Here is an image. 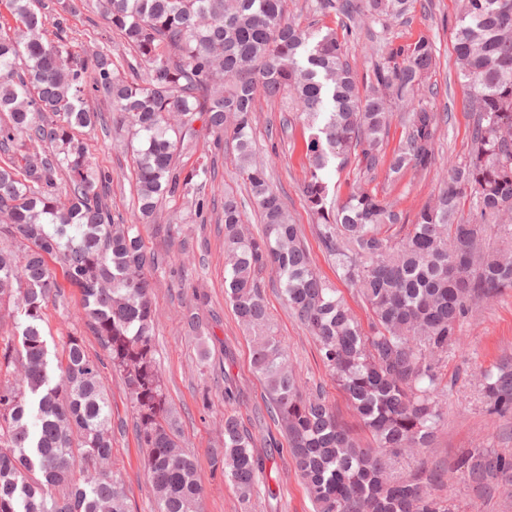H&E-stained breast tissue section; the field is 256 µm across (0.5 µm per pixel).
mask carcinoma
<instances>
[{
    "label": "carcinoma",
    "instance_id": "1",
    "mask_svg": "<svg viewBox=\"0 0 512 512\" xmlns=\"http://www.w3.org/2000/svg\"><path fill=\"white\" fill-rule=\"evenodd\" d=\"M101 15L133 51L129 73L104 50L80 55L68 44L70 17L84 0L43 5L56 40L44 37L34 0H0V304L17 300L21 345L0 348V512H126L121 477L109 470L112 412L100 366L83 337L68 335L52 374L41 325L61 292L49 261L80 290L81 321L96 337L134 410L142 467L156 512H202L197 465L181 446L155 358L157 313L147 272L158 263L136 224L105 202L112 174L94 163L78 128L105 125L89 106L101 93L112 121L136 149L135 204L145 224L163 198L212 180L203 161L177 170L178 146L206 131L227 135L257 207L262 235L244 232L241 203L224 194V296L253 333L252 366L266 411L288 438L316 512H451L439 494L450 480L479 494L512 487V456L466 448L447 468L421 465L388 475L403 451L433 447L444 424L445 359L461 345L475 304L512 290V0H461L451 36L457 78L474 119L467 156L450 166L431 202L413 217L357 183L335 204L324 172L350 164L368 176L424 175L446 118L425 102L436 62L432 39L388 43L360 90L348 46L336 29L303 27L288 0H101ZM416 0H314L351 32L382 27ZM291 92L310 135L301 187L316 233L341 279L371 313L369 329L315 271L266 165L255 152L257 97ZM404 110L398 145L387 151L393 112ZM21 144L26 153L12 157ZM472 199L463 214L462 200ZM271 269L284 304L312 336L324 367L371 437L362 446L322 391L288 365L267 328L260 274ZM486 412L512 415V358L481 373ZM221 470L248 505L262 474L254 437L224 414Z\"/></svg>",
    "mask_w": 512,
    "mask_h": 512
}]
</instances>
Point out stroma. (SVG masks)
<instances>
[{
    "instance_id": "35a3bbf8",
    "label": "stroma",
    "mask_w": 512,
    "mask_h": 512,
    "mask_svg": "<svg viewBox=\"0 0 512 512\" xmlns=\"http://www.w3.org/2000/svg\"><path fill=\"white\" fill-rule=\"evenodd\" d=\"M459 13V0H417L413 11L394 21L389 28L365 22L348 42L349 59L357 79H364L386 42L405 44L426 35L436 45L437 65L429 83L437 88L429 104L448 115L435 147L431 174L422 179L404 176L388 184L384 172L366 180L365 186L386 193L399 210L415 213L429 200L437 176L449 163L463 159L469 149L472 116L467 109L468 91L457 79L451 28ZM69 38L75 51L92 52L107 47L117 68H124L127 50L112 34L97 8L88 0L82 14L70 20ZM288 128H281L282 118ZM77 135L98 166L112 175L109 203L113 212L130 224L137 222L134 206V157L117 145L115 128L81 129ZM309 131L294 117L287 97L260 99L255 114L253 137L260 157L266 162L293 223L299 224L309 247L315 269L342 296L361 325H368L370 312L355 290L340 280L332 262L323 252L315 233L316 219L300 192L308 161L304 142ZM214 163L218 175L206 185L204 207L177 194L160 205L156 224H171L173 238L157 235L155 226L142 225L148 250L162 261L148 273L153 284V301L159 315L155 336L156 359L175 408L185 450L194 456L203 485V512H315L302 480L294 471L288 441L277 425L264 419V389L251 366V343L224 300V227L218 224V205L225 192L243 194L244 184L231 149L215 147L212 136L200 132L197 140L181 149L179 167L189 169L200 157ZM262 280L269 318L275 336L288 350L294 366L311 386L324 389L335 403L341 420L349 426L358 421L348 403L323 367L315 344L283 304L272 271ZM63 294L49 302L42 323L50 352L61 353V339L68 334L83 335L90 355H99L97 340L85 334L78 318L81 295L78 288L63 283ZM196 313L204 327L205 341L187 332L181 313ZM463 348L451 350L447 358L448 393L442 401L446 423L434 448L424 457L402 454L392 464L394 475H405L419 462H450L463 448H490L512 454V417L497 419L485 412L479 379L501 357L512 356V292L478 304L462 326ZM103 381L112 405V467L125 483L127 512H153L154 497L141 467L142 451L133 427L132 404L110 365L102 367ZM235 397L225 400V386ZM236 415L253 434L263 463V475L250 506H243L233 485L221 471L212 470L210 457L219 444L225 414ZM455 512H512V492L500 490L490 499L476 497L465 484L448 490Z\"/></svg>"
}]
</instances>
